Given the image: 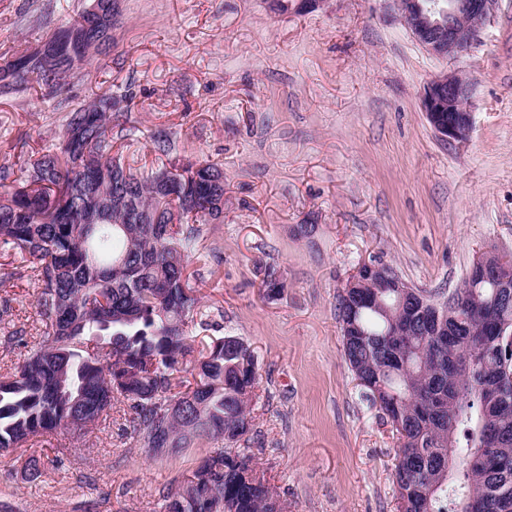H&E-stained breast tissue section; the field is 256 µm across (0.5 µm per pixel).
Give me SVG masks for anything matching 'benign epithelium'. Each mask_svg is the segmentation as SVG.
<instances>
[{
    "mask_svg": "<svg viewBox=\"0 0 512 512\" xmlns=\"http://www.w3.org/2000/svg\"><path fill=\"white\" fill-rule=\"evenodd\" d=\"M395 18L429 54L458 59L491 14L496 0H388ZM473 80L460 70L434 76L423 88L421 105L434 133L446 142L468 139L473 118L468 101Z\"/></svg>",
    "mask_w": 512,
    "mask_h": 512,
    "instance_id": "obj_1",
    "label": "benign epithelium"
}]
</instances>
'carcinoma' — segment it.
I'll return each instance as SVG.
<instances>
[{
  "instance_id": "1",
  "label": "carcinoma",
  "mask_w": 512,
  "mask_h": 512,
  "mask_svg": "<svg viewBox=\"0 0 512 512\" xmlns=\"http://www.w3.org/2000/svg\"><path fill=\"white\" fill-rule=\"evenodd\" d=\"M116 0H92L68 27L19 55L0 57V96L54 90L70 71L106 49L110 36L93 12ZM120 110L100 96L67 113L55 150L29 163L9 185L0 168V241L29 263L40 289L45 336L24 363L0 375V451L57 429L88 432L112 400L130 403V426L156 453L199 438L238 441L252 425L257 384L244 343L224 350L217 337L197 350L188 320L200 298L186 259L195 225L209 221L187 204L224 196L216 164L183 167L178 186L166 169L144 176L112 157V121ZM178 214V223L168 218ZM374 278L338 297L343 350L357 386L399 434L393 482L399 512H512V259L478 258V271L443 302L399 277ZM186 361L199 378L172 391ZM81 396L70 405L65 390ZM201 404L192 423L168 416L174 401ZM251 456L227 448L204 457L185 482L194 493H162L164 512H270L279 502L255 484Z\"/></svg>"
}]
</instances>
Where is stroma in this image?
<instances>
[{
  "label": "stroma",
  "instance_id": "stroma-1",
  "mask_svg": "<svg viewBox=\"0 0 512 512\" xmlns=\"http://www.w3.org/2000/svg\"><path fill=\"white\" fill-rule=\"evenodd\" d=\"M106 53L68 73L61 93L0 97V166L54 147L72 109L112 95L125 111L121 161L224 169V219L201 225L187 267L202 299L193 345L237 336L257 387L250 454L288 512H397L398 440L362 398L342 351L337 300L363 263L448 295L479 249L512 251V0H497L470 52L428 55L385 0H329L314 12L267 0H118ZM89 0H0V56L36 46ZM459 70L474 83L466 142L433 133L427 81ZM165 133L171 156L154 150ZM276 272L283 288L268 296ZM31 273L0 284V372L41 331ZM25 337L17 345L16 337ZM112 405L84 440L65 431L0 452V512H161L224 440L162 455ZM52 459L41 476L22 466Z\"/></svg>",
  "mask_w": 512,
  "mask_h": 512
}]
</instances>
